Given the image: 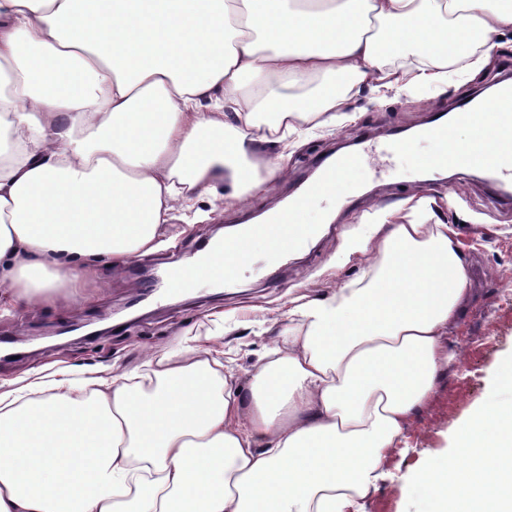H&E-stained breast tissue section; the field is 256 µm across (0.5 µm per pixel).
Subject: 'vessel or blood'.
<instances>
[{
  "label": "vessel or blood",
  "instance_id": "obj_1",
  "mask_svg": "<svg viewBox=\"0 0 512 512\" xmlns=\"http://www.w3.org/2000/svg\"><path fill=\"white\" fill-rule=\"evenodd\" d=\"M453 112L454 115L450 118L442 112L433 113L421 135L422 140L440 149L445 144L444 135L449 123L467 126L486 113L493 114L500 125H511L512 82L502 83L497 95L489 101L477 103L470 98L457 101ZM435 161L439 164L447 162L470 167L486 166L498 176H512V161H490L489 141L485 138L479 139L469 151L462 154L452 150L444 155L439 153ZM314 167L319 172L318 180L300 184L294 201L284 211L265 222L246 225L238 244H204L200 261L180 265L166 278L144 281L143 290L170 295L193 293L200 281L201 272L205 269L218 274L223 283H231L235 270L247 259L241 246L248 242H264L277 250L302 246L316 231L315 225L305 221L313 199L336 193L343 198H350L353 184L362 179L368 169L365 155L361 152L342 153L332 158L324 156L316 159Z\"/></svg>",
  "mask_w": 512,
  "mask_h": 512
}]
</instances>
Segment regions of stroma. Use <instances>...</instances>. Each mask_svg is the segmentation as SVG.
Here are the masks:
<instances>
[{"label": "stroma", "instance_id": "35a3bbf8", "mask_svg": "<svg viewBox=\"0 0 512 512\" xmlns=\"http://www.w3.org/2000/svg\"><path fill=\"white\" fill-rule=\"evenodd\" d=\"M496 56L480 72L449 75L447 83L405 93L367 87L350 95L335 127L300 139L290 150L288 175L272 194L248 196L244 208L214 210L209 197L196 199L166 231L162 249L122 266L99 263L90 292L67 288L57 302L35 299L0 316V337L17 345L0 359V388L18 389L62 370L74 379H109L130 372L146 357L183 353L191 347L221 353L238 385H246L267 349L287 334L288 301L309 290L326 297L380 265L375 254L357 260L343 251L347 235L366 232L365 213L395 210L411 194L425 197L420 220L446 224L469 259L474 297L448 332V345L462 349L422 412L408 429L388 467L391 479L366 505V512H420L408 479L433 456L446 453L453 432L496 390L501 363L512 357V196L505 184L461 166L448 176H424L409 160L389 159L384 150L391 133L425 125L431 113L448 111L458 100L481 94L512 78V33L493 36ZM367 142L374 154L360 193L342 203L319 197L315 210L334 219L301 252L289 259L255 251L236 273L232 287L202 282L197 292L154 301L146 310H126L136 297L137 280L164 268L168 250L196 254L218 225L232 226L266 211L314 172L317 157L344 142Z\"/></svg>", "mask_w": 512, "mask_h": 512}]
</instances>
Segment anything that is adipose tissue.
I'll list each match as a JSON object with an SVG mask.
<instances>
[{"label": "adipose tissue", "mask_w": 512, "mask_h": 512, "mask_svg": "<svg viewBox=\"0 0 512 512\" xmlns=\"http://www.w3.org/2000/svg\"><path fill=\"white\" fill-rule=\"evenodd\" d=\"M501 31L512 0H0V281L14 302L84 287L152 253L192 197L271 189L292 137L335 124L336 77L434 84ZM371 222L347 252L383 265L292 299L249 388L191 350L1 392L0 512H364L461 359L470 295L451 227ZM409 483L422 512H512V403L474 409Z\"/></svg>", "instance_id": "adipose-tissue-1"}]
</instances>
